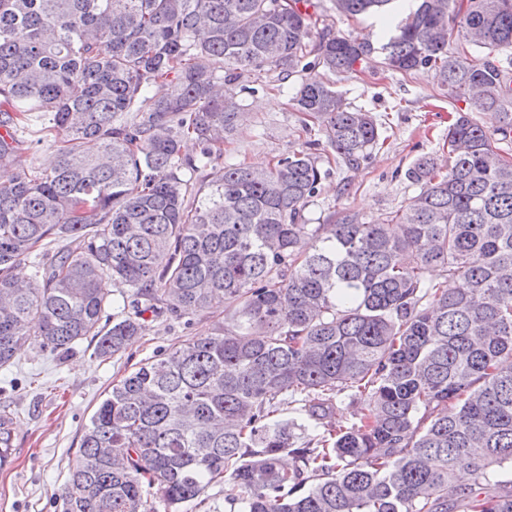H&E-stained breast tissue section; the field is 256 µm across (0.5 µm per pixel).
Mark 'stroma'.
<instances>
[{
  "label": "stroma",
  "instance_id": "obj_1",
  "mask_svg": "<svg viewBox=\"0 0 512 512\" xmlns=\"http://www.w3.org/2000/svg\"><path fill=\"white\" fill-rule=\"evenodd\" d=\"M275 79L268 69L243 78L250 120L226 145L234 160L265 163L302 149V115L289 95L273 91ZM336 88L350 107L373 112L386 140L366 164L324 179L310 215L348 209L370 221L383 218L418 193L405 177L413 162L424 154H447L448 115L465 103L440 96L429 74L392 76L368 62ZM215 323L212 314L193 317L188 326L151 321L144 336L105 361L87 340L63 356L22 347L12 365L0 368V415L12 419L17 459L16 469L0 471V512H63L83 429L113 380L189 336L210 333Z\"/></svg>",
  "mask_w": 512,
  "mask_h": 512
}]
</instances>
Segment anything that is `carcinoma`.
Segmentation results:
<instances>
[{
  "mask_svg": "<svg viewBox=\"0 0 512 512\" xmlns=\"http://www.w3.org/2000/svg\"><path fill=\"white\" fill-rule=\"evenodd\" d=\"M395 2L332 0L382 17L374 44L312 0H0V367L88 337L108 359L150 318L224 314L112 382L66 512H157L149 489L186 512L221 482L228 512H512V155L496 146L512 138V0H418L396 23ZM374 54L499 126L456 112L445 163L413 162L404 205L313 224L330 164L357 168L381 139L326 75ZM266 67L278 91L301 77V130L329 167L224 158L240 80ZM36 123L55 134L50 170L20 161ZM293 407L302 421L281 418Z\"/></svg>",
  "mask_w": 512,
  "mask_h": 512,
  "instance_id": "1",
  "label": "carcinoma"
}]
</instances>
